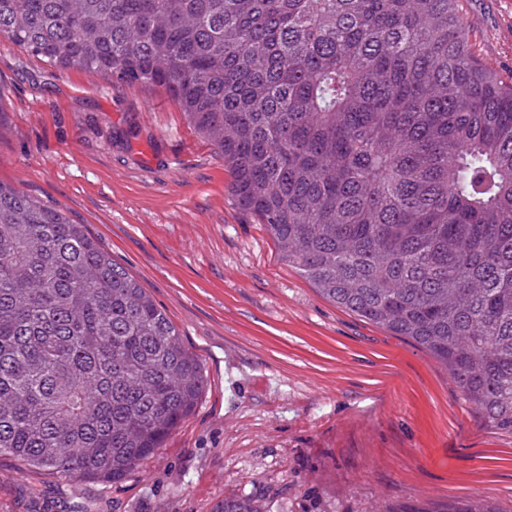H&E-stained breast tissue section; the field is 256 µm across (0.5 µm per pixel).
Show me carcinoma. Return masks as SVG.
Masks as SVG:
<instances>
[{"mask_svg":"<svg viewBox=\"0 0 512 512\" xmlns=\"http://www.w3.org/2000/svg\"><path fill=\"white\" fill-rule=\"evenodd\" d=\"M0 38L166 89L283 259L512 432V81L478 61L457 0H0ZM206 386L83 225L0 181V456L120 482Z\"/></svg>","mask_w":512,"mask_h":512,"instance_id":"carcinoma-1","label":"carcinoma"}]
</instances>
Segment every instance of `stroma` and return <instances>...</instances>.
Returning <instances> with one entry per match:
<instances>
[{"mask_svg":"<svg viewBox=\"0 0 512 512\" xmlns=\"http://www.w3.org/2000/svg\"><path fill=\"white\" fill-rule=\"evenodd\" d=\"M512 77V0H460ZM0 180L84 225L201 363L192 414L125 481L0 457V512H512V433L425 349L325 298L234 204L224 160L160 87H113L0 40Z\"/></svg>","mask_w":512,"mask_h":512,"instance_id":"35a3bbf8","label":"stroma"}]
</instances>
